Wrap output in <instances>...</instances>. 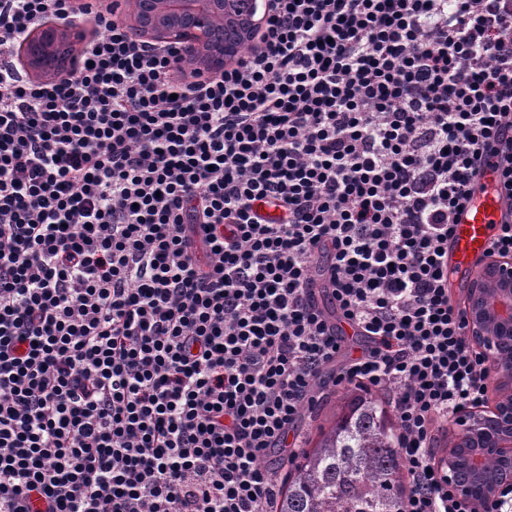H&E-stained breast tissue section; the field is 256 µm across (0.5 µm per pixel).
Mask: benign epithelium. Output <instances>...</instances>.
Returning a JSON list of instances; mask_svg holds the SVG:
<instances>
[{
	"instance_id": "benign-epithelium-1",
	"label": "benign epithelium",
	"mask_w": 512,
	"mask_h": 512,
	"mask_svg": "<svg viewBox=\"0 0 512 512\" xmlns=\"http://www.w3.org/2000/svg\"><path fill=\"white\" fill-rule=\"evenodd\" d=\"M121 21L138 39L191 48L195 73L207 77L237 63L241 44L251 42L263 23L258 0H136V8ZM86 38L79 23L45 21L22 41L19 59L34 79L62 77L71 67L76 46ZM467 323L472 343L491 358L498 397L489 408L458 423L438 462L448 471L453 494L474 502H497L504 489H512V366L496 357L500 337L512 336V266L490 261L472 280ZM488 448L502 462L491 478L482 467Z\"/></svg>"
}]
</instances>
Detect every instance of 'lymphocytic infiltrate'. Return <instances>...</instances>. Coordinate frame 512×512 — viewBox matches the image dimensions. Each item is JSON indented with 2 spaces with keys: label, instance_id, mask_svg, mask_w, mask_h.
Listing matches in <instances>:
<instances>
[{
  "label": "lymphocytic infiltrate",
  "instance_id": "1",
  "mask_svg": "<svg viewBox=\"0 0 512 512\" xmlns=\"http://www.w3.org/2000/svg\"><path fill=\"white\" fill-rule=\"evenodd\" d=\"M117 8L0 0V512H279L340 385L390 394L405 512H503L433 444L487 402L448 239L486 168L512 207V0H264L192 82ZM74 18L66 76L18 68Z\"/></svg>",
  "mask_w": 512,
  "mask_h": 512
}]
</instances>
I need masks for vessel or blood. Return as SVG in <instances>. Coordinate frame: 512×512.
<instances>
[{"mask_svg":"<svg viewBox=\"0 0 512 512\" xmlns=\"http://www.w3.org/2000/svg\"><path fill=\"white\" fill-rule=\"evenodd\" d=\"M506 212L503 199L488 189L457 213L448 242V262L464 282H471L488 261L491 240Z\"/></svg>","mask_w":512,"mask_h":512,"instance_id":"b4317fda","label":"vessel or blood"}]
</instances>
